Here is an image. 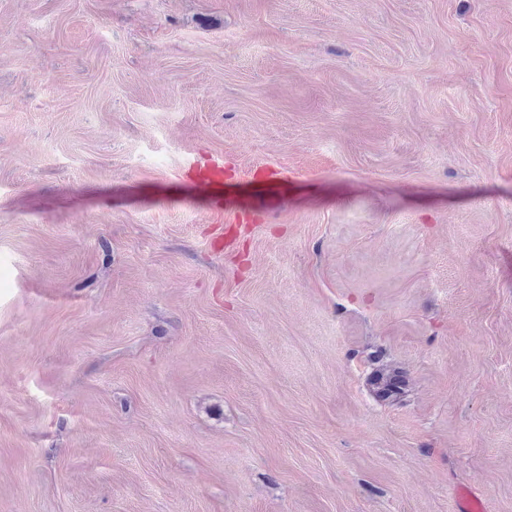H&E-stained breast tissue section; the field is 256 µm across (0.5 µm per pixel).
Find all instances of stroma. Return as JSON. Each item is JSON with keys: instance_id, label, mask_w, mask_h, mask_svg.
Instances as JSON below:
<instances>
[{"instance_id": "1", "label": "stroma", "mask_w": 512, "mask_h": 512, "mask_svg": "<svg viewBox=\"0 0 512 512\" xmlns=\"http://www.w3.org/2000/svg\"><path fill=\"white\" fill-rule=\"evenodd\" d=\"M461 487L512 512V0H0V512ZM187 171L194 175L196 183L212 201V209L223 211L224 201V158L212 159L205 167L199 168L196 162L190 163ZM373 385L377 394L384 399L396 401L400 399L403 393L400 374L394 369L379 371L373 380Z\"/></svg>"}]
</instances>
